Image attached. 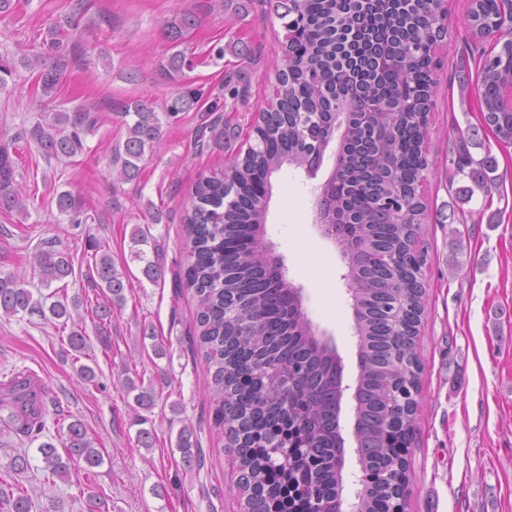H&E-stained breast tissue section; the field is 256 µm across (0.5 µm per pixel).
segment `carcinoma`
<instances>
[{"label": "carcinoma", "instance_id": "obj_1", "mask_svg": "<svg viewBox=\"0 0 512 512\" xmlns=\"http://www.w3.org/2000/svg\"><path fill=\"white\" fill-rule=\"evenodd\" d=\"M286 30L278 74L277 107L266 114L263 124L251 126L255 144L237 153L224 169L199 178L190 208L184 215L188 241L183 285L197 299V342L211 375L214 425L228 434L242 480L238 490L242 507L251 512H279L256 499L266 487L284 484L303 493L288 501L294 512H315L312 502L331 503L340 484L331 460L336 443L335 393L331 365L325 349L313 340L301 314L290 303L288 291L278 285L279 273L268 262L261 236L269 194L267 178L284 164L311 167L313 146L332 135L330 113L339 99L351 97L364 104L368 99L388 101L392 111L381 116L378 126L361 130L351 124L344 135L345 150L339 152L336 200L347 220L344 230L358 242V252L372 257L377 250L388 256L384 272L364 271L358 278L360 292L356 328L360 336L358 377L364 390L359 406L369 433L394 415L399 432L387 442H378L374 455L361 458L366 482L368 512H381L387 500L408 485V467L385 476L394 458L407 451L413 441L415 418L402 411L393 392L379 387L381 367L390 358L420 362L414 335L398 332L382 307L395 300L408 307L410 323L421 309L424 280L412 269L424 261L419 248L426 205L418 188L427 168L424 149L426 113L434 88L435 46L442 40L433 32L426 12L429 0H269ZM471 30L486 38L498 34L506 24L505 0H474L470 10ZM197 17L177 14L164 30L165 37L178 42L183 33L196 27ZM386 56L389 67L378 66ZM20 63L38 72L45 96L50 97L68 65L67 49L60 28L53 27L40 51L24 53ZM197 66V56L188 50L171 53L163 72L171 79ZM480 112L483 123L501 143L512 144V112L498 106L502 84L512 83V39L481 60ZM200 101L191 87L179 91L163 112L141 101H119L106 106L110 115L127 128L123 144L112 148V165L118 179H138L146 153L162 143L163 124L190 112ZM101 124L99 108L81 107L73 112L43 111L29 127L9 137H0V210L28 214L26 200L16 180L13 158L15 141H32L46 162L75 157L85 150L86 136ZM202 135L208 145L224 148V140L239 136V127L219 117L205 116ZM400 194L408 206L409 223L395 224L375 204ZM58 213L71 224L96 221L82 201L63 191L55 200ZM88 247L95 252L89 287L105 301L91 308L96 316V333L107 342L112 307L126 300L129 284L126 267H117L99 241L91 237ZM156 259L136 250L134 259L144 263L142 274L151 283L161 275L159 245L153 244ZM34 271L47 292H33L14 273L0 271V314L36 315L60 325L73 320L80 300H67V278L74 275L72 258L47 241L34 254ZM59 287L52 288L53 284ZM74 352L88 350L86 331L77 326L67 336ZM128 392L143 413L136 444L151 448L157 437L146 413L155 407L153 385L126 379ZM13 403L10 415L17 431L31 442L44 430L43 404L26 377L9 389ZM63 448L58 453L50 441L37 452L46 468L59 478L69 475L70 464H84L91 472L104 458L88 439L83 424L67 426ZM175 448L182 462L192 465L199 453L193 430L182 427ZM27 492L0 487V512H31Z\"/></svg>", "mask_w": 512, "mask_h": 512}]
</instances>
